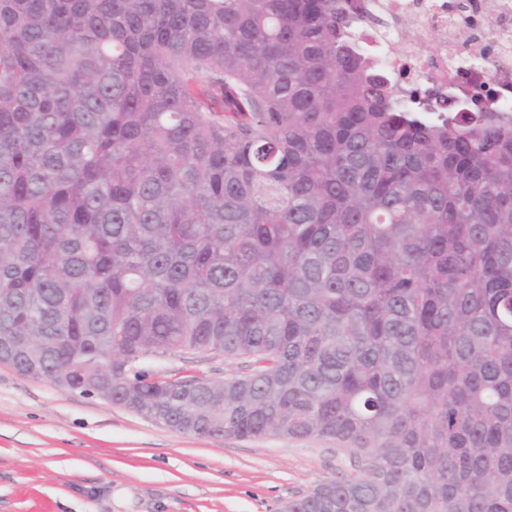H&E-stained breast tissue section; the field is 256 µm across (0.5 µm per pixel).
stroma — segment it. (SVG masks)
I'll return each instance as SVG.
<instances>
[{
	"mask_svg": "<svg viewBox=\"0 0 512 512\" xmlns=\"http://www.w3.org/2000/svg\"><path fill=\"white\" fill-rule=\"evenodd\" d=\"M143 366L215 380L240 370L205 352ZM347 469L323 440L182 434L0 364V512H283Z\"/></svg>",
	"mask_w": 512,
	"mask_h": 512,
	"instance_id": "1",
	"label": "stroma"
}]
</instances>
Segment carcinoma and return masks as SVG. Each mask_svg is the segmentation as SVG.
I'll list each match as a JSON object with an SVG mask.
<instances>
[{"instance_id":"1","label":"carcinoma","mask_w":512,"mask_h":512,"mask_svg":"<svg viewBox=\"0 0 512 512\" xmlns=\"http://www.w3.org/2000/svg\"><path fill=\"white\" fill-rule=\"evenodd\" d=\"M357 0H0V363L318 438L288 512H512V120L400 110ZM248 360L222 381L148 358Z\"/></svg>"}]
</instances>
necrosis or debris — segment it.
<instances>
[{"label": "necrosis or debris", "mask_w": 512, "mask_h": 512, "mask_svg": "<svg viewBox=\"0 0 512 512\" xmlns=\"http://www.w3.org/2000/svg\"><path fill=\"white\" fill-rule=\"evenodd\" d=\"M363 20L351 34L380 69L405 78L407 87L434 86L452 93L457 111L477 95L489 96L496 111L512 118V0H496L487 18L483 0H358ZM496 31L486 46V23Z\"/></svg>", "instance_id": "necrosis-or-debris-1"}]
</instances>
